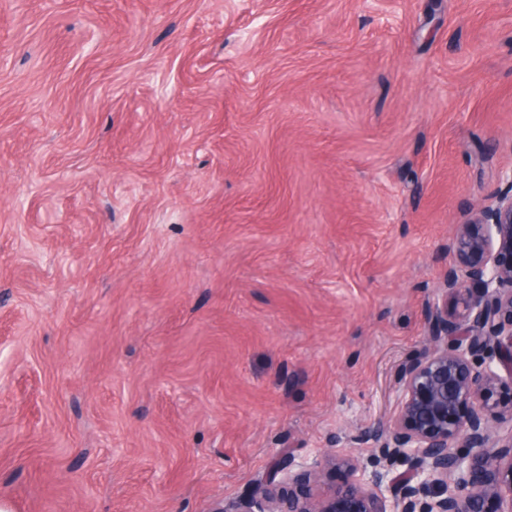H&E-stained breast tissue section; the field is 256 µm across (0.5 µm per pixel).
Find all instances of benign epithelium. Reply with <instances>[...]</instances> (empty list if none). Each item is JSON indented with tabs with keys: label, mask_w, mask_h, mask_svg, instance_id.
<instances>
[{
	"label": "benign epithelium",
	"mask_w": 512,
	"mask_h": 512,
	"mask_svg": "<svg viewBox=\"0 0 512 512\" xmlns=\"http://www.w3.org/2000/svg\"><path fill=\"white\" fill-rule=\"evenodd\" d=\"M501 181L506 191L456 225L422 347L399 378L397 414L349 436L377 449L372 468L334 448L290 455L211 512H484L490 499L512 512V436H498L496 399L502 375L512 378V169Z\"/></svg>",
	"instance_id": "benign-epithelium-1"
}]
</instances>
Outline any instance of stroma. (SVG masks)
I'll return each mask as SVG.
<instances>
[{"instance_id":"stroma-1","label":"stroma","mask_w":512,"mask_h":512,"mask_svg":"<svg viewBox=\"0 0 512 512\" xmlns=\"http://www.w3.org/2000/svg\"><path fill=\"white\" fill-rule=\"evenodd\" d=\"M508 168L512 0H0V501L369 462Z\"/></svg>"}]
</instances>
